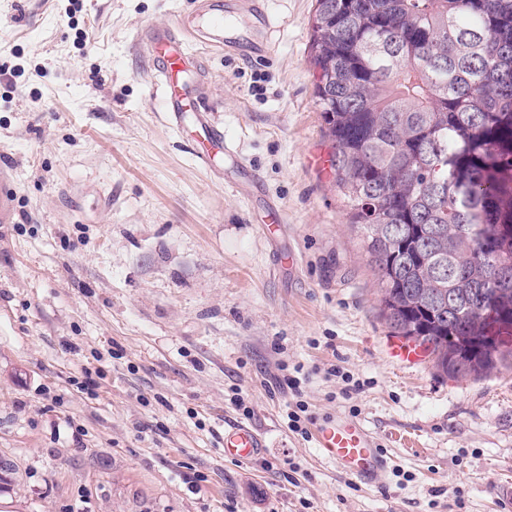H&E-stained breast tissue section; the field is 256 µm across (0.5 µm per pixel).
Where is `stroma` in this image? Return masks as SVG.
I'll return each instance as SVG.
<instances>
[{
  "mask_svg": "<svg viewBox=\"0 0 512 512\" xmlns=\"http://www.w3.org/2000/svg\"><path fill=\"white\" fill-rule=\"evenodd\" d=\"M194 2L0 0V512H498L512 369L400 356L330 168L316 0H269L266 59L202 54L245 190L197 164L133 38ZM299 401L362 424L382 483L289 431ZM231 423L264 454L226 460Z\"/></svg>",
  "mask_w": 512,
  "mask_h": 512,
  "instance_id": "35a3bbf8",
  "label": "stroma"
}]
</instances>
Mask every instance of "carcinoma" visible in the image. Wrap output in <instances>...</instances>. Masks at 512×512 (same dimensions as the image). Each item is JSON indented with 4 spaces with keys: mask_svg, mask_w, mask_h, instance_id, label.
Instances as JSON below:
<instances>
[{
    "mask_svg": "<svg viewBox=\"0 0 512 512\" xmlns=\"http://www.w3.org/2000/svg\"><path fill=\"white\" fill-rule=\"evenodd\" d=\"M309 49L391 332L452 378L511 368L512 0H316Z\"/></svg>",
    "mask_w": 512,
    "mask_h": 512,
    "instance_id": "carcinoma-1",
    "label": "carcinoma"
}]
</instances>
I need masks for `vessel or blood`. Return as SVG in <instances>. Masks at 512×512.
<instances>
[{
    "mask_svg": "<svg viewBox=\"0 0 512 512\" xmlns=\"http://www.w3.org/2000/svg\"><path fill=\"white\" fill-rule=\"evenodd\" d=\"M134 39L152 62V82L170 124L180 126L184 113H196L198 141L203 145L196 160L207 166L213 152L232 154L233 146L223 129L210 123L192 75L201 66L198 50L202 47L229 56L267 57L272 49L267 0H198L194 12L172 24L139 28ZM315 436L323 456L341 472L381 483L386 463L360 424L344 418L327 419L317 425ZM265 446L263 434L252 426L239 423L224 432V455L231 460L250 461Z\"/></svg>",
    "mask_w": 512,
    "mask_h": 512,
    "instance_id": "vessel-or-blood-1",
    "label": "vessel or blood"
}]
</instances>
